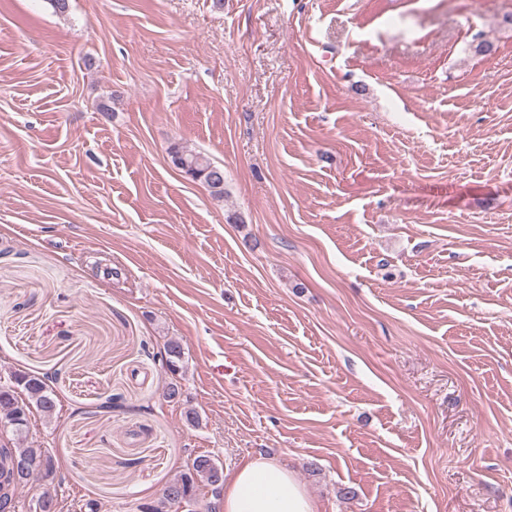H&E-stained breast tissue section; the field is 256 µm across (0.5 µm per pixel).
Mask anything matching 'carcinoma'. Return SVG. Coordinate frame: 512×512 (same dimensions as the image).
<instances>
[{
  "instance_id": "obj_1",
  "label": "carcinoma",
  "mask_w": 512,
  "mask_h": 512,
  "mask_svg": "<svg viewBox=\"0 0 512 512\" xmlns=\"http://www.w3.org/2000/svg\"><path fill=\"white\" fill-rule=\"evenodd\" d=\"M168 155L177 162V169L192 180L203 184L215 199L224 198V177L216 176L222 168L200 152L173 144ZM162 362L173 376L182 373L185 351L175 338L167 341ZM49 375L31 374L15 370L8 384H0V429L9 435L8 446L0 447V512L6 507L16 509V493L38 475L56 471L54 456L44 448H36L28 441L30 419L39 412L49 420L54 417L57 402L48 385ZM220 462L211 455H198L187 469L171 479L166 487L175 490L186 503L199 504L206 497V512L221 508L223 489L213 486L212 472ZM175 499L162 494L160 499L142 503L139 512H172Z\"/></svg>"
}]
</instances>
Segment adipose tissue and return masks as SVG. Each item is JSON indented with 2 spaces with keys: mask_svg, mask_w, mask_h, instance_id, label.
I'll list each match as a JSON object with an SVG mask.
<instances>
[{
  "mask_svg": "<svg viewBox=\"0 0 512 512\" xmlns=\"http://www.w3.org/2000/svg\"><path fill=\"white\" fill-rule=\"evenodd\" d=\"M223 512H315L292 470L276 458L257 454L224 474Z\"/></svg>",
  "mask_w": 512,
  "mask_h": 512,
  "instance_id": "obj_1",
  "label": "adipose tissue"
}]
</instances>
